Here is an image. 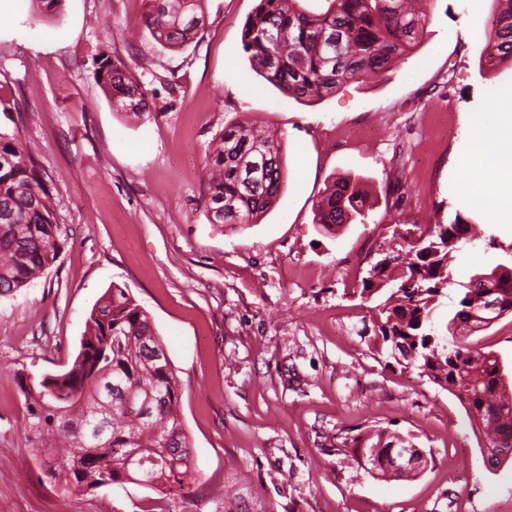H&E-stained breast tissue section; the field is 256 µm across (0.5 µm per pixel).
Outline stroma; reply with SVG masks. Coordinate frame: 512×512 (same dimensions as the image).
Segmentation results:
<instances>
[{"mask_svg": "<svg viewBox=\"0 0 512 512\" xmlns=\"http://www.w3.org/2000/svg\"><path fill=\"white\" fill-rule=\"evenodd\" d=\"M257 0H203L187 47L158 44L143 0H0V128L19 130L52 194L61 252L29 286L0 296V512H141L142 485L61 494L28 442L15 380L68 369L85 322L112 287L147 311L182 388L181 419L200 470L199 512H224L239 474L265 512H512V461L489 469L484 435L459 402L417 372L387 365L353 290L395 229L478 219L454 252L459 284L512 263V232L456 193L466 126L512 91V68L480 60L494 0H431L422 37L375 80L307 103L251 69L241 48ZM122 58L149 104L116 111L92 78ZM283 135L286 183L257 223L212 224L205 151L224 126ZM364 186V223L328 231L315 208L332 182ZM512 382V315L476 332ZM383 428L433 456L409 478L356 469L340 439Z\"/></svg>", "mask_w": 512, "mask_h": 512, "instance_id": "35a3bbf8", "label": "stroma"}]
</instances>
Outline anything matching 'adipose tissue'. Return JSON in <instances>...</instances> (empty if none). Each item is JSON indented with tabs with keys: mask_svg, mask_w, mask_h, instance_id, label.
I'll list each match as a JSON object with an SVG mask.
<instances>
[{
	"mask_svg": "<svg viewBox=\"0 0 512 512\" xmlns=\"http://www.w3.org/2000/svg\"><path fill=\"white\" fill-rule=\"evenodd\" d=\"M466 185L494 223L512 226V112H496L469 125Z\"/></svg>",
	"mask_w": 512,
	"mask_h": 512,
	"instance_id": "ef3b65f1",
	"label": "adipose tissue"
}]
</instances>
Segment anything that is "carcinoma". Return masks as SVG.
Wrapping results in <instances>:
<instances>
[{
  "label": "carcinoma",
  "instance_id": "1",
  "mask_svg": "<svg viewBox=\"0 0 512 512\" xmlns=\"http://www.w3.org/2000/svg\"><path fill=\"white\" fill-rule=\"evenodd\" d=\"M145 27L170 49L186 47L204 26L202 0H145ZM309 11L301 0H259L244 26L242 50L252 70L283 94L313 102L347 82L392 70L423 33L421 0H324ZM482 65H512V0H497ZM107 95L123 98L120 109L141 115L145 94L127 63L101 57L93 72ZM206 216L212 224H253L276 201L285 183L281 138L253 125L231 124L215 134L206 153ZM369 200L359 184L336 180L318 202L317 223L336 226L365 221ZM60 228L37 162L19 131H0V295L27 286L56 260ZM471 225L455 215L448 224L419 228L408 242L409 258L384 256L361 280L359 295L372 307V345L391 352L403 344L401 367L448 391L485 448L512 453V390L502 364L477 349L464 326L452 327L465 308L479 307L483 289L462 287L458 309L445 328L434 315L455 284L449 261L459 244L472 243ZM500 298L499 319L512 315V271L491 282ZM27 403L29 443L43 470L64 494L124 484L158 494L142 512H168L165 499L180 497L195 472L190 441L178 408L181 386L147 311L126 289L114 286L92 308L86 334L71 367L58 375L19 381ZM406 444L393 432L375 429L342 438L358 467L388 477L385 461ZM251 492L224 494V512H248Z\"/></svg>",
  "mask_w": 512,
  "mask_h": 512
}]
</instances>
